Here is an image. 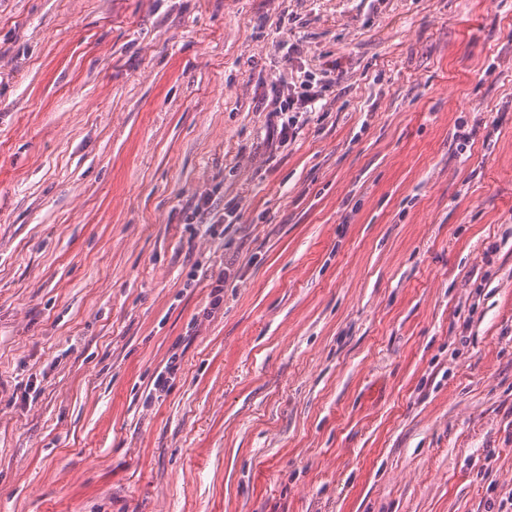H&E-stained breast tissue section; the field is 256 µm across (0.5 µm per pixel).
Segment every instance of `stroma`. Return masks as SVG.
I'll return each instance as SVG.
<instances>
[{"instance_id": "stroma-1", "label": "stroma", "mask_w": 512, "mask_h": 512, "mask_svg": "<svg viewBox=\"0 0 512 512\" xmlns=\"http://www.w3.org/2000/svg\"><path fill=\"white\" fill-rule=\"evenodd\" d=\"M511 489L512 0H0V512ZM319 100L318 91H314L312 87L304 86L302 91H298L296 86L283 84L278 93L270 100L268 105L271 110L269 112H312L315 103Z\"/></svg>"}]
</instances>
